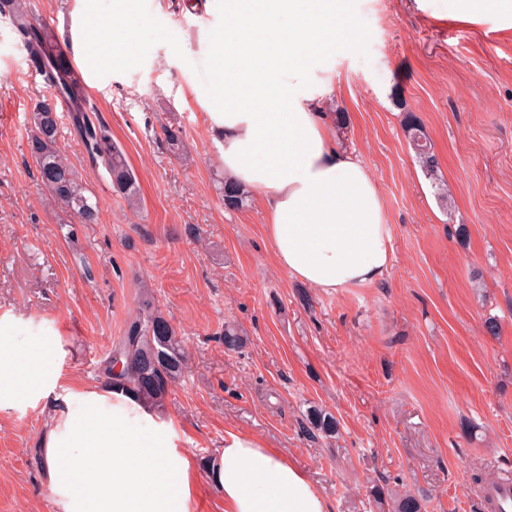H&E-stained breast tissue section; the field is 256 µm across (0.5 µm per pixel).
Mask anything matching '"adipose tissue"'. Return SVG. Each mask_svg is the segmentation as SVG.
<instances>
[{"label":"adipose tissue","instance_id":"1","mask_svg":"<svg viewBox=\"0 0 512 512\" xmlns=\"http://www.w3.org/2000/svg\"><path fill=\"white\" fill-rule=\"evenodd\" d=\"M203 8L233 37L201 29L206 77L190 92L207 109L225 175L262 199L278 265L326 294L378 281L392 256L379 189L365 161L337 145L311 89L339 29L352 22L347 0H205ZM136 11V0H113L109 22L78 61L96 69L134 60ZM10 330L0 321V409H47L42 478L56 512H189L194 466L175 441V419L116 386L73 389L60 336L20 346ZM207 469L224 512H331L307 473L259 437L227 434Z\"/></svg>","mask_w":512,"mask_h":512}]
</instances>
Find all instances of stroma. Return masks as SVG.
<instances>
[{
  "mask_svg": "<svg viewBox=\"0 0 512 512\" xmlns=\"http://www.w3.org/2000/svg\"><path fill=\"white\" fill-rule=\"evenodd\" d=\"M25 3L70 52L112 13V0ZM139 3L136 60L83 76L138 177L140 211L60 125L98 201L94 224L45 195L27 134L33 103L55 92L0 19V319L15 342L59 333L70 385L107 387L104 361L151 286L185 348L161 413L197 462L191 512H224L206 461L231 432L282 450L332 512H379L376 486L426 494L427 512H485L473 475H512V15L350 0L355 24L314 85L325 111L347 116L336 141L368 164L393 255L378 281L330 295L275 263L256 195L229 209L216 189L220 149L188 84L205 75L200 27L223 28L181 0ZM410 114L447 202L407 143ZM166 126L181 129L192 165L169 152ZM228 322L247 334L239 350L224 346ZM314 406L336 417V436H312ZM46 419L0 411V512H56L37 455Z\"/></svg>",
  "mask_w": 512,
  "mask_h": 512,
  "instance_id": "1",
  "label": "stroma"
}]
</instances>
